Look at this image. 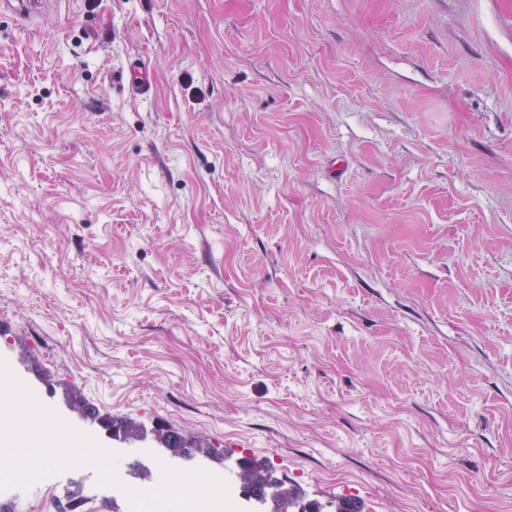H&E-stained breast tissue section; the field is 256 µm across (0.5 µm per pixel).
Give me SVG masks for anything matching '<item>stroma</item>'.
<instances>
[{"label": "stroma", "mask_w": 512, "mask_h": 512, "mask_svg": "<svg viewBox=\"0 0 512 512\" xmlns=\"http://www.w3.org/2000/svg\"><path fill=\"white\" fill-rule=\"evenodd\" d=\"M0 356L322 512H512V0L0 9ZM122 78L128 83L132 90L145 93L151 83V72L149 68L140 61L131 62L127 69L122 72Z\"/></svg>", "instance_id": "stroma-1"}]
</instances>
